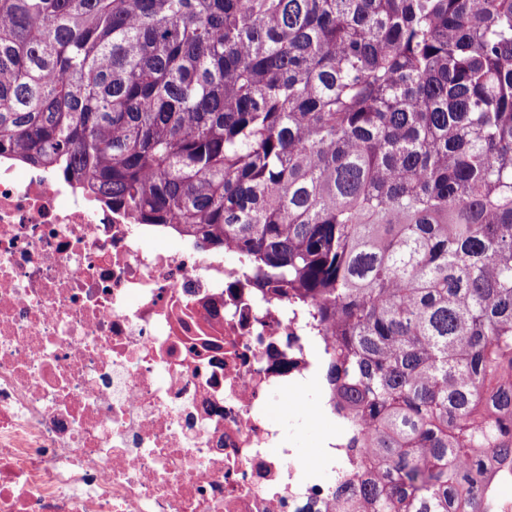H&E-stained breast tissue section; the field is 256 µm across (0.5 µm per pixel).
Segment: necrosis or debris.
Listing matches in <instances>:
<instances>
[{
	"instance_id": "obj_1",
	"label": "necrosis or debris",
	"mask_w": 512,
	"mask_h": 512,
	"mask_svg": "<svg viewBox=\"0 0 512 512\" xmlns=\"http://www.w3.org/2000/svg\"><path fill=\"white\" fill-rule=\"evenodd\" d=\"M328 338L253 267L0 154V512H335ZM338 421L326 411V415L314 419L296 439L295 448L305 464L317 466L319 459L317 450L323 436L331 431H336Z\"/></svg>"
}]
</instances>
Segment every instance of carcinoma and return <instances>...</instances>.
<instances>
[{"mask_svg":"<svg viewBox=\"0 0 512 512\" xmlns=\"http://www.w3.org/2000/svg\"><path fill=\"white\" fill-rule=\"evenodd\" d=\"M236 247L332 345L352 512L512 467V0H0V154Z\"/></svg>","mask_w":512,"mask_h":512,"instance_id":"obj_1","label":"carcinoma"}]
</instances>
